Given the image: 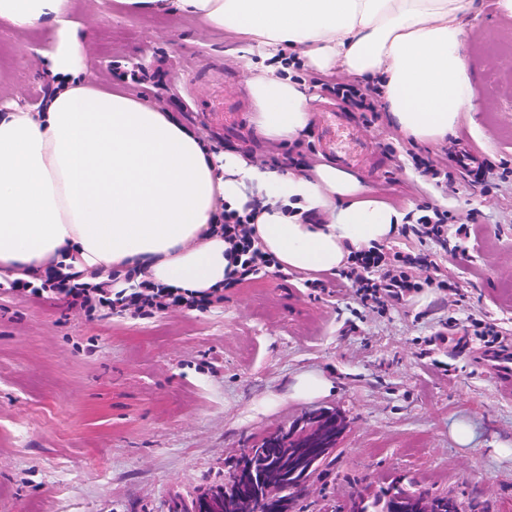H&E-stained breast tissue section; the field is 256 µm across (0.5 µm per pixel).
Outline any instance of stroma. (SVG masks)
<instances>
[{
	"mask_svg": "<svg viewBox=\"0 0 512 512\" xmlns=\"http://www.w3.org/2000/svg\"><path fill=\"white\" fill-rule=\"evenodd\" d=\"M90 32V80L148 99L193 128L218 153L260 165L311 171L320 126L284 145L257 136L248 83L259 56L232 32L190 17H147L112 0H81ZM461 52L481 104L480 136L461 122L439 145L410 141L381 96L372 111L317 84L316 70L290 69L308 84L318 112L341 107L368 157L354 166L375 194L411 215L439 206L475 240L407 233L400 247L434 260L448 287L422 288L378 305L345 287L338 272L277 268L226 288L223 303L176 307L140 319L95 315L67 298L34 301L0 275V512H172L224 481L243 449L309 413L335 409L343 435L300 512H346L364 488L399 480L453 497L463 512H512V398L476 365L472 323L494 321L512 338V18L497 0H475ZM40 32L0 26V106L30 105L53 77ZM224 83L239 108L233 124H210L208 82ZM470 150L474 179L456 157ZM453 176L435 186L416 165ZM314 372L332 388L291 398Z\"/></svg>",
	"mask_w": 512,
	"mask_h": 512,
	"instance_id": "1",
	"label": "stroma"
}]
</instances>
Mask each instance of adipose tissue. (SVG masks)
Here are the masks:
<instances>
[{"instance_id": "obj_1", "label": "adipose tissue", "mask_w": 512, "mask_h": 512, "mask_svg": "<svg viewBox=\"0 0 512 512\" xmlns=\"http://www.w3.org/2000/svg\"><path fill=\"white\" fill-rule=\"evenodd\" d=\"M133 15H187L264 55L253 122L292 143L316 98L286 78L285 51L375 80L407 137L440 144L479 103L461 54L474 0H115ZM78 0H0V25L47 31L55 86L38 110H0V273L118 269L188 292L223 286L220 211L259 200L257 234L282 269L334 271L388 242L404 214L333 164L306 175L211 152L170 112L86 76Z\"/></svg>"}]
</instances>
